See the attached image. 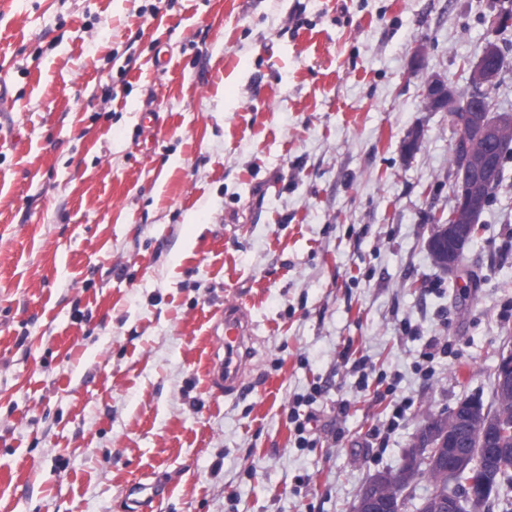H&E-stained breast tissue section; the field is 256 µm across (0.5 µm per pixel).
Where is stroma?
Segmentation results:
<instances>
[{
    "label": "stroma",
    "instance_id": "1",
    "mask_svg": "<svg viewBox=\"0 0 512 512\" xmlns=\"http://www.w3.org/2000/svg\"><path fill=\"white\" fill-rule=\"evenodd\" d=\"M505 8L0 0V512H131L137 483L151 512H352L429 415L491 404L512 154L441 270L454 127L420 89L465 91L493 40L512 112ZM249 316L236 303L224 306V358L212 363L214 383L231 393L240 386L239 375L248 360L247 342L251 335ZM241 351V354H240Z\"/></svg>",
    "mask_w": 512,
    "mask_h": 512
}]
</instances>
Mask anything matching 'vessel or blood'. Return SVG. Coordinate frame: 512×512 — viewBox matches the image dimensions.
I'll list each match as a JSON object with an SVG mask.
<instances>
[{
	"label": "vessel or blood",
	"instance_id": "vessel-or-blood-1",
	"mask_svg": "<svg viewBox=\"0 0 512 512\" xmlns=\"http://www.w3.org/2000/svg\"><path fill=\"white\" fill-rule=\"evenodd\" d=\"M250 335L248 314L238 304L225 305L224 355L212 363L213 381L225 392H234L240 385L239 375L248 359L246 351Z\"/></svg>",
	"mask_w": 512,
	"mask_h": 512
}]
</instances>
